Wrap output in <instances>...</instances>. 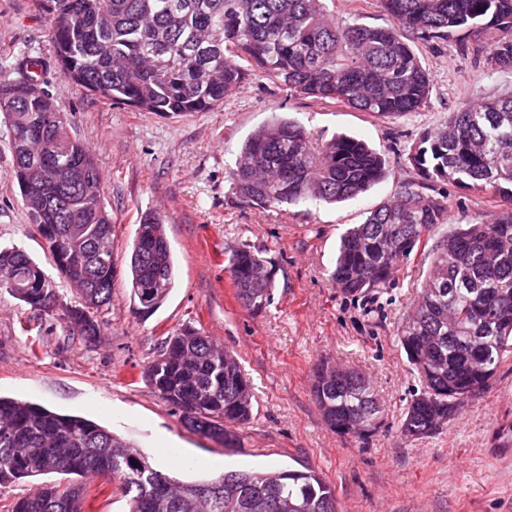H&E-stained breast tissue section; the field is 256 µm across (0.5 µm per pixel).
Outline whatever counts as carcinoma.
<instances>
[{
	"instance_id": "1",
	"label": "carcinoma",
	"mask_w": 512,
	"mask_h": 512,
	"mask_svg": "<svg viewBox=\"0 0 512 512\" xmlns=\"http://www.w3.org/2000/svg\"><path fill=\"white\" fill-rule=\"evenodd\" d=\"M395 26L337 22L325 0H38L54 16L50 36L65 78L86 95L171 118L210 112L261 75L292 94L337 101L380 118L408 116L427 103L431 79L401 32L446 41L464 29L486 36L485 61L512 70V0H380ZM25 50L0 83L20 196L55 265L79 297L61 318L86 336L93 314L112 302V215L89 149L68 136ZM409 161L423 178L341 236L332 280L367 295L390 285L393 270L419 250L424 234L448 223L434 182L490 193L508 204L494 221L457 224L430 249L424 286L398 331L420 383L401 422L429 436L466 401L482 394L512 354V95L483 98L425 130ZM389 174L385 157L339 136L315 147L290 120L258 128L231 170L240 202L295 206L354 199ZM229 272L244 308L271 302L274 268L263 249L230 252ZM176 267L164 222L143 214L128 264L131 297L143 314L174 288ZM0 290L52 313L55 282L22 249L0 248ZM314 372L312 393L337 433L366 438L383 420L368 378L346 369L330 384ZM150 388L178 408L191 430L229 448L224 424L251 420L253 394L238 360L211 337L185 327L166 341L146 374ZM49 475L105 477L128 498L129 512H337L334 491L313 470L226 472L182 482L106 428L29 401L0 396V487ZM83 482H41L11 512H85Z\"/></svg>"
}]
</instances>
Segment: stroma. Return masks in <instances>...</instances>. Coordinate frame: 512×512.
I'll list each match as a JSON object with an SVG mask.
<instances>
[{
  "mask_svg": "<svg viewBox=\"0 0 512 512\" xmlns=\"http://www.w3.org/2000/svg\"><path fill=\"white\" fill-rule=\"evenodd\" d=\"M330 10L344 23H392L379 0H332ZM52 24L36 0H0V83L10 78L2 60L30 49L69 135L99 166L112 214V303L96 315L98 334L85 336L59 314L0 293V396L90 419L185 482L227 471L310 468L334 491L338 512H512V356L439 432L403 436L401 418L419 383L397 333L430 257L412 254L389 287L365 298L344 294L330 277L341 234L401 183L418 180L408 155L419 134L469 102L512 93V70L492 69L475 55V36L432 42L411 35L407 41L431 76L427 104L411 115L378 118L258 77L221 108L163 119L80 94L59 70ZM277 119L298 123L315 144L338 134L364 140L383 153L391 174L331 205L240 203L231 164L252 132ZM9 140L0 122V244L23 248L55 278L63 301L75 303L22 204ZM434 189L446 197L448 221L430 231L433 242L450 225L484 222L501 209L490 194L447 183ZM149 211L166 218L177 280L167 301L144 316L126 272L139 220ZM245 244L266 250L276 266L273 302L258 314L237 301L226 268L227 254ZM186 324L234 354L252 388V419L230 427L232 447L188 430L181 411L143 379L165 338ZM322 360L371 382L384 417L368 440L337 434L324 421L311 392Z\"/></svg>",
  "mask_w": 512,
  "mask_h": 512,
  "instance_id": "obj_1",
  "label": "stroma"
}]
</instances>
